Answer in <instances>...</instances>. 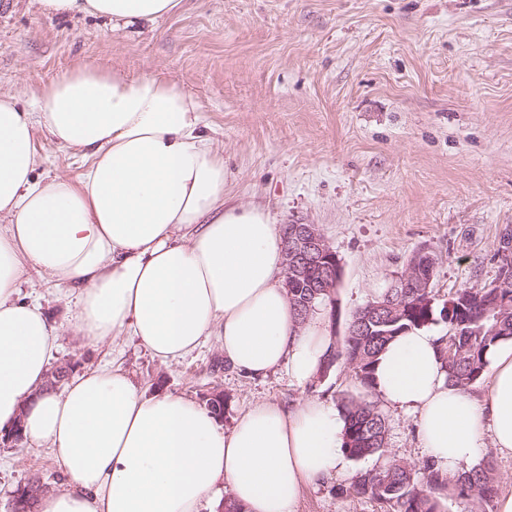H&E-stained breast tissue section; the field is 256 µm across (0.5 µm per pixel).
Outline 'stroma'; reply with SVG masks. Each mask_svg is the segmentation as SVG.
<instances>
[{
	"label": "stroma",
	"instance_id": "stroma-1",
	"mask_svg": "<svg viewBox=\"0 0 512 512\" xmlns=\"http://www.w3.org/2000/svg\"><path fill=\"white\" fill-rule=\"evenodd\" d=\"M86 62L192 93L224 155L228 201L263 208L280 226L318 227L343 268L318 307L334 340L418 251L437 259V301L495 279L498 238L512 226V0H182L172 16L119 32L97 18H47L35 0H0L1 91L25 95ZM34 140L37 177L76 180L87 168L42 126ZM26 276L23 294L58 328L57 363L79 372L112 362L142 391L201 403L223 393L225 428L257 402L336 408L345 393L374 396L341 360L300 386L283 368L258 378L231 370L211 339L168 365L128 338L82 348L74 296L35 267ZM379 409L387 458L422 466L413 420ZM375 464L343 458L303 488L295 512H386L341 492ZM34 480L61 488L55 450L0 444V512Z\"/></svg>",
	"mask_w": 512,
	"mask_h": 512
}]
</instances>
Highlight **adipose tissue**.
Here are the masks:
<instances>
[{
	"label": "adipose tissue",
	"instance_id": "1",
	"mask_svg": "<svg viewBox=\"0 0 512 512\" xmlns=\"http://www.w3.org/2000/svg\"><path fill=\"white\" fill-rule=\"evenodd\" d=\"M49 18L82 14L113 30L176 13L181 0H37ZM0 91V430L22 422L54 448L65 476L40 512H201L227 484L245 512H294L304 485L342 460L340 411L315 400L246 409L231 429L170 393L145 395L125 372L84 369L46 387L58 329L20 297L26 265L76 295L75 331L98 348L129 336L168 364L214 339L232 368L263 377L287 367L302 385L334 342L299 321L282 281V234L261 209L228 204L224 158L201 105L154 75L91 64L30 91ZM86 156L79 181L40 179L33 142ZM428 328L388 344L376 396L412 416L423 448L448 473L483 448L512 455V339L487 355L482 398L451 385Z\"/></svg>",
	"mask_w": 512,
	"mask_h": 512
}]
</instances>
